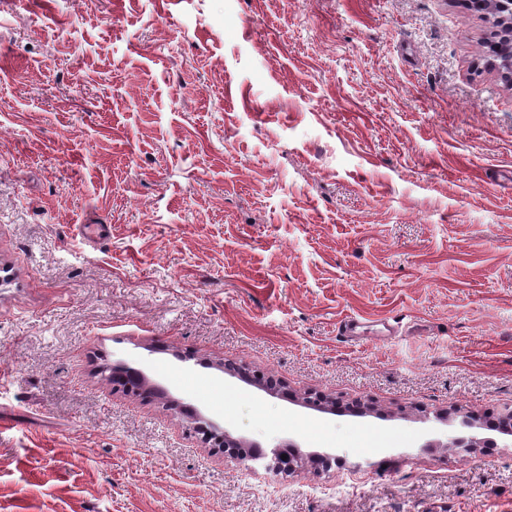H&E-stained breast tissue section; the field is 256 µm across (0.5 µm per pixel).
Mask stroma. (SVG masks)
<instances>
[{
    "label": "stroma",
    "instance_id": "1",
    "mask_svg": "<svg viewBox=\"0 0 512 512\" xmlns=\"http://www.w3.org/2000/svg\"><path fill=\"white\" fill-rule=\"evenodd\" d=\"M490 23L465 0H0V512H512V447L428 448L420 420L512 407ZM119 362L345 464L213 455L114 391ZM214 367L230 377L237 378L239 381L252 386L271 397L280 396L281 387L272 377H265L262 373H252L246 363H241L236 367H226L225 364H214ZM289 399L296 405L317 410L324 413L336 411V401L326 393L306 391L299 395H289Z\"/></svg>",
    "mask_w": 512,
    "mask_h": 512
}]
</instances>
